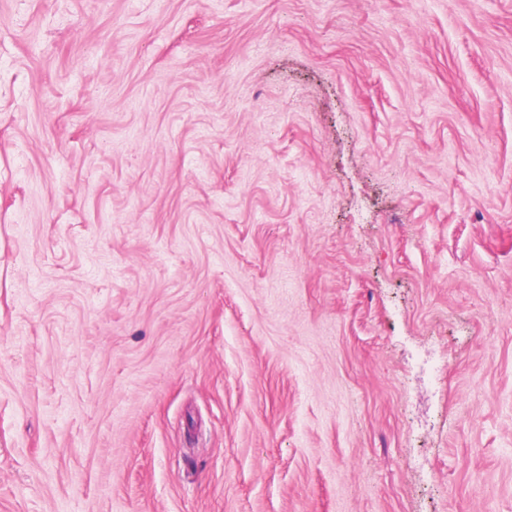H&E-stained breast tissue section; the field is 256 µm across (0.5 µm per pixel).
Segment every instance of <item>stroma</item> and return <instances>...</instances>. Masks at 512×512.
<instances>
[{"label": "stroma", "instance_id": "35a3bbf8", "mask_svg": "<svg viewBox=\"0 0 512 512\" xmlns=\"http://www.w3.org/2000/svg\"><path fill=\"white\" fill-rule=\"evenodd\" d=\"M0 512H512V0H0Z\"/></svg>", "mask_w": 512, "mask_h": 512}]
</instances>
